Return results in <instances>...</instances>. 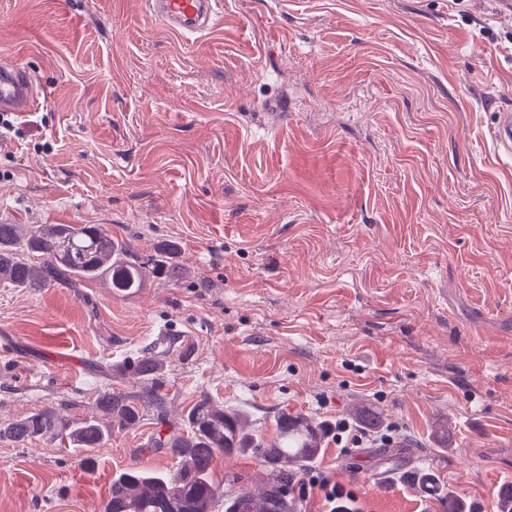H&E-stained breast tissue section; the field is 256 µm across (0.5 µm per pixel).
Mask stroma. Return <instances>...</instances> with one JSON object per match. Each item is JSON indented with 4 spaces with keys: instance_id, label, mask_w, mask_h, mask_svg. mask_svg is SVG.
I'll return each mask as SVG.
<instances>
[{
    "instance_id": "35a3bbf8",
    "label": "stroma",
    "mask_w": 512,
    "mask_h": 512,
    "mask_svg": "<svg viewBox=\"0 0 512 512\" xmlns=\"http://www.w3.org/2000/svg\"><path fill=\"white\" fill-rule=\"evenodd\" d=\"M39 100L0 135V211L102 224L182 279L0 286V422L96 412L150 355L167 420L203 396L272 437L284 410L330 432L315 468L354 512H443L433 468L482 512L512 485V11L500 0H220L194 40L145 0H0V68ZM452 436L440 443L435 416ZM390 431L410 463L378 488ZM153 414L93 471L59 439H0V512H101L116 471H165ZM498 121L490 132V139L500 155L512 157V108H497Z\"/></svg>"
}]
</instances>
